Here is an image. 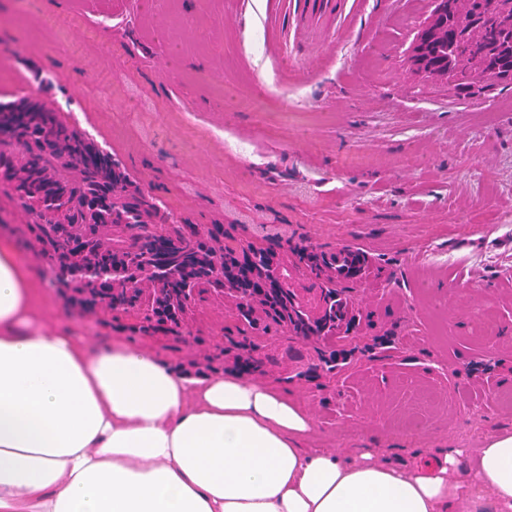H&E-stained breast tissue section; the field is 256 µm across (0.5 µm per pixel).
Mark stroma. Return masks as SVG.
<instances>
[{"mask_svg":"<svg viewBox=\"0 0 512 512\" xmlns=\"http://www.w3.org/2000/svg\"><path fill=\"white\" fill-rule=\"evenodd\" d=\"M431 0H0V103L39 101L125 171L167 223L223 229L287 264L361 251L354 340L242 330L234 301L193 303L180 341L48 291L47 318L179 369L278 389L314 421L302 445L395 464L512 431V80L454 88L407 62ZM30 212L0 183V237L43 279ZM262 346L242 372L224 339ZM335 352L343 370L316 367Z\"/></svg>","mask_w":512,"mask_h":512,"instance_id":"35a3bbf8","label":"stroma"}]
</instances>
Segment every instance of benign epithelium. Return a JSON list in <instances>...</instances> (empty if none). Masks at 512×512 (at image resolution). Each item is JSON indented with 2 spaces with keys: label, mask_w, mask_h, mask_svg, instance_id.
<instances>
[{
  "label": "benign epithelium",
  "mask_w": 512,
  "mask_h": 512,
  "mask_svg": "<svg viewBox=\"0 0 512 512\" xmlns=\"http://www.w3.org/2000/svg\"><path fill=\"white\" fill-rule=\"evenodd\" d=\"M433 9L428 24L421 31L413 50L412 59L416 69L461 82H473L486 74H502L512 77V64L508 66L491 65L478 58L464 60L450 65H431L427 63L425 53L430 47L448 43L445 32L452 26L462 30L461 23L470 20L472 25L466 30L470 41L479 44L484 39V30L476 22V10L472 0H432ZM480 9L494 16L503 26L512 29V0H480ZM59 126L52 120H46L36 130L34 139L44 151L61 153L59 166L54 177L46 178L34 187L32 194L20 199L23 206L35 211H44L50 222L63 228L59 242L55 245L53 262L62 261L76 268L78 279L89 284L82 293L63 283H54L59 290L77 300H87L92 305H102L110 311L119 309L139 310L150 306L171 324L179 323L189 306L204 292L202 288H170V278L149 280L142 278L135 285L121 286L113 280L112 268L102 269L89 262L92 255L112 249V232L116 227L108 223L105 213L119 203V197L112 189V180L108 179L97 186L94 193L87 195L78 205L83 219L72 218L73 209L67 203L59 208L51 207L66 199L63 187L66 180L63 171L82 168V161L100 157L105 151L93 139L76 133L70 134V141L78 143L79 149L71 153L60 144ZM36 156L29 155L20 162L10 160V167L0 165V180L12 175H20L34 167ZM211 290L229 296L236 302L240 321L247 325L257 312L274 317L280 326L296 336L314 338L316 322L329 312L331 304L340 308L336 320V330L343 336L353 339L350 331L356 327L357 315L354 313L352 291L338 288L333 294L321 289L320 309L311 313L288 285V275L279 266L271 252L249 242L241 241L231 247L229 256L219 252L209 257ZM302 263L306 270L323 282H328L327 266L317 252L306 250Z\"/></svg>",
  "instance_id": "1"
}]
</instances>
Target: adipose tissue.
Returning a JSON list of instances; mask_svg holds the SVG:
<instances>
[{
    "instance_id": "1",
    "label": "adipose tissue",
    "mask_w": 512,
    "mask_h": 512,
    "mask_svg": "<svg viewBox=\"0 0 512 512\" xmlns=\"http://www.w3.org/2000/svg\"><path fill=\"white\" fill-rule=\"evenodd\" d=\"M0 240V512H512V433L397 466L301 447L277 390L42 322Z\"/></svg>"
}]
</instances>
